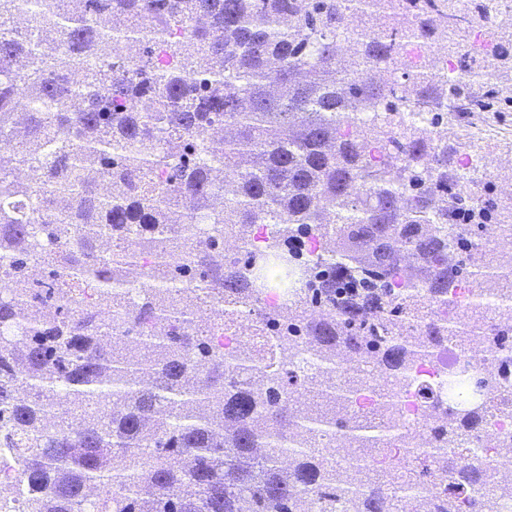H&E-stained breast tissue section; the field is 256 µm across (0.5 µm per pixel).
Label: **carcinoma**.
Masks as SVG:
<instances>
[{
    "label": "carcinoma",
    "mask_w": 512,
    "mask_h": 512,
    "mask_svg": "<svg viewBox=\"0 0 512 512\" xmlns=\"http://www.w3.org/2000/svg\"><path fill=\"white\" fill-rule=\"evenodd\" d=\"M413 17L350 54L337 38L373 0H0V453L25 485L21 512H336L349 490L291 430L331 431L354 392L321 384L330 408L292 412L288 371L266 374L256 353L233 361L194 335L199 288L258 300L255 273H289L305 236L339 258L323 265L295 308L316 359L337 370L341 348L371 352L403 374L448 340L430 325L400 339L424 300L472 278L448 264V226L503 224L471 196L458 150L409 123L436 127L473 111L470 90L509 59L512 32L490 55L456 56L460 78L375 70L404 44L465 33L455 0H390ZM27 167L11 179L7 167ZM105 178L102 194L96 179ZM138 236L103 262L105 237ZM211 224L201 236L195 225ZM273 224L262 254L224 263V233ZM65 248L31 264L35 239ZM145 272L143 303L124 312L128 270ZM148 358L112 348L103 317ZM19 331L26 345L11 347ZM481 423L475 410L438 425L424 454L474 490L432 512H497L499 489L444 450ZM352 438L378 439L357 421ZM358 512H387L378 487L357 491Z\"/></svg>",
    "instance_id": "obj_1"
}]
</instances>
